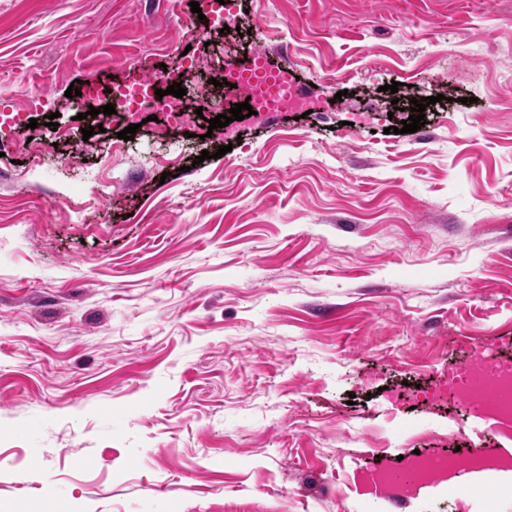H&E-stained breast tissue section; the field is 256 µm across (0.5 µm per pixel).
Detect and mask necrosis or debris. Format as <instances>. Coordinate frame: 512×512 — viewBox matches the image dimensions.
<instances>
[{"label": "necrosis or debris", "mask_w": 512, "mask_h": 512, "mask_svg": "<svg viewBox=\"0 0 512 512\" xmlns=\"http://www.w3.org/2000/svg\"><path fill=\"white\" fill-rule=\"evenodd\" d=\"M218 71L220 78L227 81L220 97L222 104L250 102L258 121H269L281 112H316L320 109L318 100L299 93L290 68L268 67L263 50H254L242 57L225 55ZM178 79V72H160L118 88L112 95L117 120L133 124L141 112L151 110L162 117L159 134H166L168 129L176 126L188 125L191 115L183 99L173 96L161 98L155 93L157 85H170ZM426 397L436 403L449 401L466 411L482 413L496 421L500 432L512 434L511 359L473 355L464 363L451 365L447 383L435 386ZM464 471L489 476L510 472L512 459L477 443L462 456L452 452L409 455L400 469L375 468L370 481L379 493L396 486L402 494L415 496L422 489L433 487L452 495L456 488L449 485L448 478Z\"/></svg>", "instance_id": "1"}]
</instances>
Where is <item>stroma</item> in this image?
<instances>
[{"mask_svg": "<svg viewBox=\"0 0 512 512\" xmlns=\"http://www.w3.org/2000/svg\"><path fill=\"white\" fill-rule=\"evenodd\" d=\"M237 2L223 33L190 0H0V512H479L468 476L450 498L361 476L512 455L413 400L474 349L512 358V0ZM259 42L328 106L236 122L221 157L210 68L164 137L65 95L96 82L100 109Z\"/></svg>", "mask_w": 512, "mask_h": 512, "instance_id": "stroma-1", "label": "stroma"}]
</instances>
